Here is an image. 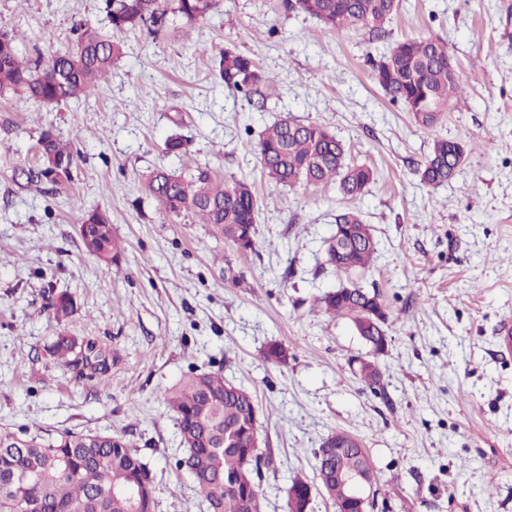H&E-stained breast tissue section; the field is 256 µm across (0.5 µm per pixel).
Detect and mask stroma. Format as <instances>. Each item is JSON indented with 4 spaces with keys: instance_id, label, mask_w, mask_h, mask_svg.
Segmentation results:
<instances>
[{
    "instance_id": "35a3bbf8",
    "label": "stroma",
    "mask_w": 512,
    "mask_h": 512,
    "mask_svg": "<svg viewBox=\"0 0 512 512\" xmlns=\"http://www.w3.org/2000/svg\"><path fill=\"white\" fill-rule=\"evenodd\" d=\"M287 0H219L192 26L159 38L120 33L121 58L87 98H0V429L123 435L148 463L156 512H204L164 394L190 368L249 388L262 410L263 512H287L295 474L313 476L330 432L360 439L380 494L374 512H512V0H400L381 38L336 33ZM102 28L99 0H0V27L23 55L72 48L71 28ZM443 39L468 90L434 130L419 127L373 80L398 41ZM231 47L271 78L265 105L217 80L209 55ZM292 117L324 125L348 161L376 176L356 198L336 184H271L259 135ZM49 130L74 143L69 184L24 186ZM180 135L185 148L167 154ZM473 143L456 176L426 188L433 137ZM202 166L247 181L259 202L255 248L238 251L209 225L166 214L144 189L165 167ZM109 212L125 246L97 263L82 214ZM356 210L377 242L358 275L389 314L379 386L356 376L368 346L345 319L313 309L343 274L327 261L336 215ZM66 293L69 334L110 345L104 381L76 378L49 353L48 307ZM282 343L287 365L262 358Z\"/></svg>"
}]
</instances>
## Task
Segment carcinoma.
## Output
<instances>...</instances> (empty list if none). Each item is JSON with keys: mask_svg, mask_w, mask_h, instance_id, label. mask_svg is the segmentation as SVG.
Returning a JSON list of instances; mask_svg holds the SVG:
<instances>
[{"mask_svg": "<svg viewBox=\"0 0 512 512\" xmlns=\"http://www.w3.org/2000/svg\"><path fill=\"white\" fill-rule=\"evenodd\" d=\"M112 32L89 25L73 26L74 46L48 58L23 59L16 36L0 30V96L21 92L44 104L89 97L123 54L113 36L128 29L145 31L156 39L164 34L169 18L189 26L206 17L215 0H101ZM297 8L336 32L351 29L382 34L385 22L398 10L399 0H295ZM212 70L226 86L264 105L263 88L270 83L252 57L232 48L211 55ZM375 82L392 100L401 102L417 125L433 130L442 112L460 100L466 88L458 73L448 69V44L440 38L418 37L397 42L373 65ZM452 150V142L435 137L420 170L421 182L438 188L454 178L473 146ZM40 164L21 171L26 184L48 182L61 186L72 179L73 145L51 131L40 138ZM345 144L318 124L277 121L266 127L259 141L262 173L271 183H338L340 192L356 197L374 179L365 165L346 162ZM147 190L170 215L193 214L211 225L240 251L255 246L258 203L251 186L240 180L224 181L198 168L189 174L160 168L153 172ZM86 250L99 263L117 264L124 247L112 234L107 211L94 208L80 219ZM377 253V243L361 214L350 210L336 215V230L328 247V261L352 273L367 270ZM314 305L327 314L349 320L361 336L387 335L388 314L364 319V312L384 308L380 294L354 282L315 298ZM53 319L60 323L74 311L73 300L58 295L50 303ZM53 354L80 378L103 379L114 357L93 341L86 345L65 332L56 336ZM263 359L273 366L288 362L280 343L269 344ZM165 403L176 417L184 454L176 467L193 479L207 512H262V495L252 468L253 437L258 432L259 407L251 391L228 382L221 372L195 367L168 389ZM375 470L367 453L349 448L317 459V486L333 498L327 476L336 468ZM138 485L133 502L123 489ZM155 488L148 464L123 438L108 434L48 430L0 429V512H155Z\"/></svg>", "mask_w": 512, "mask_h": 512, "instance_id": "1", "label": "carcinoma"}]
</instances>
